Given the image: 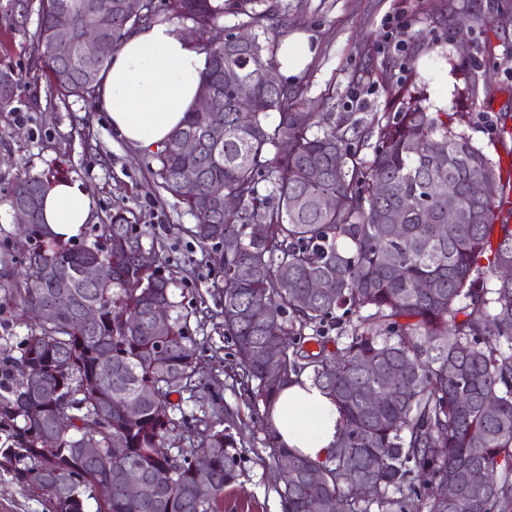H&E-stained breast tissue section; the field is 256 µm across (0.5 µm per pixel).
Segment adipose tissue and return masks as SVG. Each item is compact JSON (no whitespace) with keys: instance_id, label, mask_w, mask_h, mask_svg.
<instances>
[{"instance_id":"obj_1","label":"adipose tissue","mask_w":512,"mask_h":512,"mask_svg":"<svg viewBox=\"0 0 512 512\" xmlns=\"http://www.w3.org/2000/svg\"><path fill=\"white\" fill-rule=\"evenodd\" d=\"M206 56L166 22L127 35L99 75V105L113 131L150 151L185 120L195 105ZM94 201L82 182L49 184L42 200L44 223L62 240L80 237ZM277 444L312 462L326 461L336 444L338 413L328 395L308 380L282 387L269 411Z\"/></svg>"}]
</instances>
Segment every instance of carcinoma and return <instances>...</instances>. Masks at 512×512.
<instances>
[{"instance_id": "obj_1", "label": "carcinoma", "mask_w": 512, "mask_h": 512, "mask_svg": "<svg viewBox=\"0 0 512 512\" xmlns=\"http://www.w3.org/2000/svg\"><path fill=\"white\" fill-rule=\"evenodd\" d=\"M98 9L112 10L104 61L126 35L161 17L197 36L195 46L208 56L200 83L223 86L220 109L189 110L154 153L151 175L193 215L189 232L214 251L224 277V335L250 403L263 405L266 416L280 389L304 376L336 406L340 433L322 463L279 447L267 433L286 512H309L315 499L320 512H335L329 505L336 503L342 512H395L409 500L422 512H512V276L502 275L512 267V207H503L512 181L502 180L500 162L473 142L456 113L429 111L404 85L394 89L397 111L360 120L365 128L352 138L336 113L298 111L300 85L268 86L260 76L277 65L276 43L288 29V13L268 0H39L35 50L64 96L92 102L99 76L85 75L77 54L57 55L55 14L69 11L78 31ZM226 15L244 17L249 44L209 41ZM239 82L253 85L250 98H239ZM15 85L14 72L1 68L0 111L11 105ZM215 124L224 127L219 144L204 136ZM190 135L198 150L187 156L175 143ZM435 142L445 149L434 150ZM364 149L371 154L361 155ZM185 168L195 169L194 183L180 180ZM477 180L497 194L473 197ZM49 184L17 180L9 207L42 199ZM200 194L232 195L239 204L197 212ZM451 206L465 220L446 233ZM114 234L128 240L129 251L102 247ZM140 236L120 211L91 245L55 238L40 219L17 248L27 278L0 287V315L23 312L51 299L79 266L99 257L112 262L110 284H72L71 309L30 325L15 347L0 344V469L45 492L52 512H85L91 499L97 512H215L240 476L234 435L205 419L181 421L191 453L166 451L176 427L172 395L217 380L199 366L189 332L198 309L174 301L169 280L140 264ZM313 281L321 287H310ZM157 297L172 312L163 336L149 317ZM85 303L98 308L97 322H81ZM160 346L164 370L151 363ZM104 351L112 353L109 371L98 365ZM271 355L282 363L278 376L266 370ZM114 396L126 399L124 413L110 412ZM35 398L48 407L41 421L28 417ZM46 434L64 448L52 459L41 452ZM89 447L102 449L110 468L85 456ZM202 459L205 495L195 479ZM131 469L149 487L141 501L126 496ZM483 471L495 474L494 484L476 496L472 481Z\"/></svg>"}]
</instances>
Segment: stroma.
<instances>
[{
	"instance_id": "obj_1",
	"label": "stroma",
	"mask_w": 512,
	"mask_h": 512,
	"mask_svg": "<svg viewBox=\"0 0 512 512\" xmlns=\"http://www.w3.org/2000/svg\"><path fill=\"white\" fill-rule=\"evenodd\" d=\"M288 35L305 34L315 53L300 77L302 109H330L347 123L390 111L389 82L424 93L429 105L462 114L465 129L492 158L512 151L499 142V116L512 115V0H280ZM482 24H472V17ZM38 0L18 14L15 0H0V67L18 78L14 100L0 112V274L19 277L9 264L21 235L6 202L18 177L62 176L83 182L95 212L83 243L121 211L141 232L146 258L172 281L175 300L199 309L190 322L203 368L217 378L208 392L177 396L174 420L210 414L213 402L235 414L233 433L243 450L241 475L224 491L217 512H281L282 485L265 447L262 408L240 395L231 379L233 347L225 335L214 291L224 279L212 249L189 233L195 219L158 188L152 153L139 151L112 130L103 109L51 93L34 49ZM426 38L417 54L400 51L411 35ZM444 59H436L435 51ZM47 497L0 471V512H50Z\"/></svg>"
}]
</instances>
